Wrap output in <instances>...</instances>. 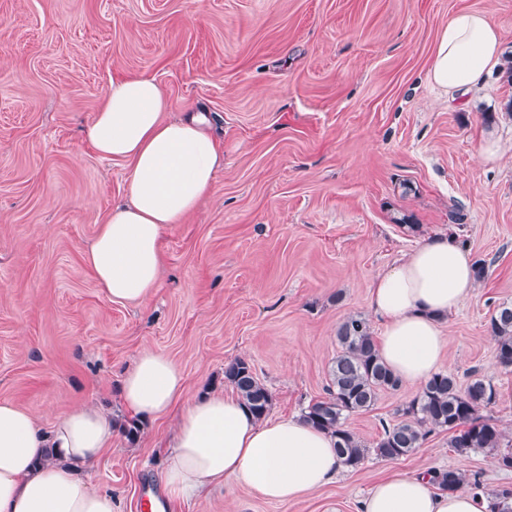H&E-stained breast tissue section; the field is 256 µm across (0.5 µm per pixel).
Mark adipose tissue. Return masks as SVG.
<instances>
[{
	"instance_id": "1",
	"label": "adipose tissue",
	"mask_w": 512,
	"mask_h": 512,
	"mask_svg": "<svg viewBox=\"0 0 512 512\" xmlns=\"http://www.w3.org/2000/svg\"><path fill=\"white\" fill-rule=\"evenodd\" d=\"M498 29L483 12L462 10L441 27L429 78L452 93L473 91L500 62ZM168 100L154 78L113 82L86 128L93 150L130 164L126 200L113 207L86 264L111 301L139 303L161 283V241L210 189L224 162L205 120H167ZM474 266L457 239L437 235L378 274L370 305L383 323L379 352L400 381L424 383L438 372L444 320L471 295ZM185 387L167 355L142 351L126 369L122 399L142 418L177 412L168 440L172 463L161 482L187 500L233 482L268 501L295 500L336 480L335 441L300 418L257 422L238 396L212 392L178 408ZM111 420L91 406L69 411L52 433L13 403H0V512H113L112 496L91 489L80 466L112 444ZM55 460L41 464L46 453ZM361 512H490L486 497L440 492L421 473L395 472L361 500Z\"/></svg>"
}]
</instances>
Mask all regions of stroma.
Segmentation results:
<instances>
[{"label":"stroma","mask_w":512,"mask_h":512,"mask_svg":"<svg viewBox=\"0 0 512 512\" xmlns=\"http://www.w3.org/2000/svg\"><path fill=\"white\" fill-rule=\"evenodd\" d=\"M461 9L488 13L512 50V0H0V402L46 431L81 405L124 423L123 374L149 349L183 370L182 405L231 392L224 368L243 358L271 416L300 415L325 394L339 323L359 316L381 334L376 275L448 233L487 271L448 317L441 367L490 379V414L512 438V367L489 327L512 304V79L497 67L464 97L429 81L438 31ZM137 74L163 85L168 118L207 115L224 165L165 231L160 288L130 306L105 298L85 262L129 166L84 130L111 82ZM405 214L413 227L396 224ZM418 392L401 384L347 426L373 443ZM176 419L140 420L133 441L115 433L82 468L113 512H141L144 486H159ZM432 468L479 476L494 503L512 490L497 453L457 455L439 432L296 500L228 482L167 512H357L388 471Z\"/></svg>","instance_id":"obj_1"}]
</instances>
